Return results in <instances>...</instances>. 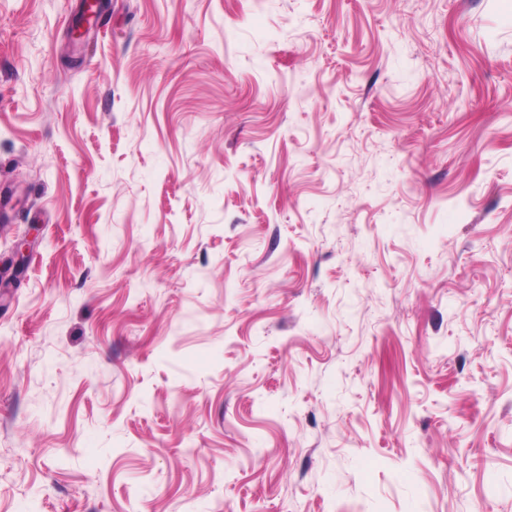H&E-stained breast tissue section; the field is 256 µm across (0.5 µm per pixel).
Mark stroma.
Here are the masks:
<instances>
[{
  "label": "stroma",
  "instance_id": "35a3bbf8",
  "mask_svg": "<svg viewBox=\"0 0 512 512\" xmlns=\"http://www.w3.org/2000/svg\"><path fill=\"white\" fill-rule=\"evenodd\" d=\"M0 0V512H512V0Z\"/></svg>",
  "mask_w": 512,
  "mask_h": 512
}]
</instances>
